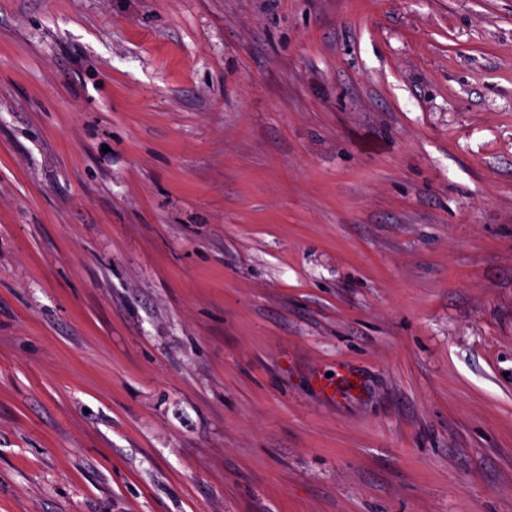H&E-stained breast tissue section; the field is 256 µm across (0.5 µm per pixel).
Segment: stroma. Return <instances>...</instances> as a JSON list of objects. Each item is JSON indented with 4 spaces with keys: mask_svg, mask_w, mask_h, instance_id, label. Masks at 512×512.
Here are the masks:
<instances>
[{
    "mask_svg": "<svg viewBox=\"0 0 512 512\" xmlns=\"http://www.w3.org/2000/svg\"><path fill=\"white\" fill-rule=\"evenodd\" d=\"M0 512H512V0H0Z\"/></svg>",
    "mask_w": 512,
    "mask_h": 512,
    "instance_id": "35a3bbf8",
    "label": "stroma"
}]
</instances>
